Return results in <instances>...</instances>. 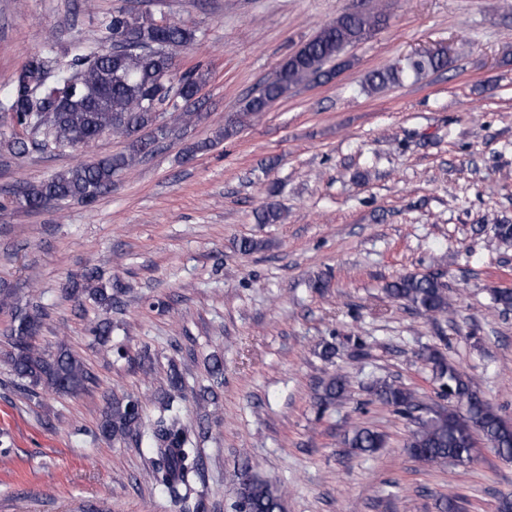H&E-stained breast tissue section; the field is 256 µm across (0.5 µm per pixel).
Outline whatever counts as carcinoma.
Listing matches in <instances>:
<instances>
[{
  "label": "carcinoma",
  "mask_w": 512,
  "mask_h": 512,
  "mask_svg": "<svg viewBox=\"0 0 512 512\" xmlns=\"http://www.w3.org/2000/svg\"><path fill=\"white\" fill-rule=\"evenodd\" d=\"M382 22V14L353 17L345 14L332 26L323 27L300 52L289 56L278 71V78L250 98L242 113L224 128L229 135L245 120L267 107L293 86L306 79L327 74L325 66L344 50L367 40ZM103 24L112 40L128 42L123 51H84L77 46L59 55L54 45L33 54L25 67L9 84L5 101L7 117L25 130L28 137L10 141L7 152L24 155L30 151L53 152L64 148L86 149L100 137L109 135L126 142L125 150L104 157L81 161L38 182L16 186L15 203L26 211H39L51 204L77 200L95 202L112 190L115 178L142 159L148 148L144 131L171 132L177 125L188 126L201 119V113L188 111L190 100L206 81L205 72L195 67L181 72L176 68L173 50L196 41V30L182 21L155 22L149 15L118 10ZM441 52L432 58H418L406 65H395L370 77L374 89L394 83L405 73L419 76L429 69L446 66ZM385 291L394 300L413 306L421 315L436 320L454 312L447 285L431 275H408L387 285ZM119 289L97 268L86 269L74 282L70 294L94 302L103 310L112 309ZM45 317L38 300L12 307V321L6 338L12 351L11 371L28 395L44 390L58 395L77 396L87 390L92 375L82 357L62 345L53 354L41 352L34 344ZM89 335L106 341L112 335V321L100 319L89 324ZM423 359L441 383L450 406H441L416 424L405 443L408 454L427 463L472 461L475 437L484 438L497 456L512 461V425L474 387L456 365L439 352ZM168 390L157 397L158 416L148 425L143 422L140 396L128 393L108 403L97 423L106 440L132 441L150 455L160 482L174 495L184 491L187 499L195 493V477L200 475L196 454L187 436L175 398L182 396L185 377L173 367ZM375 401L399 412L416 405L414 392L401 383L381 380L370 387ZM348 382L341 375L322 380L316 405L323 411L346 399ZM344 444L363 454L386 445L377 430L353 425ZM237 512H284L283 498L267 484L244 469L238 477Z\"/></svg>",
  "instance_id": "1"
}]
</instances>
